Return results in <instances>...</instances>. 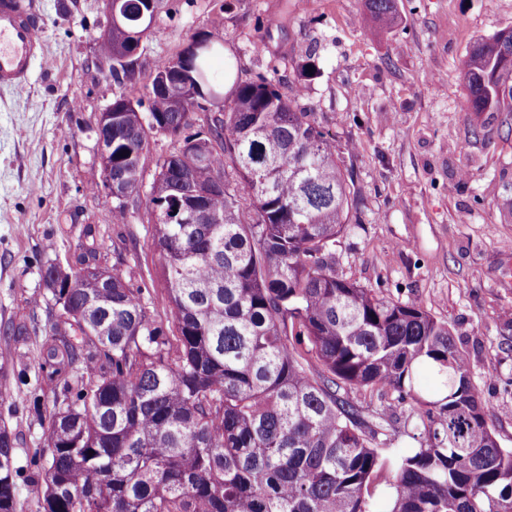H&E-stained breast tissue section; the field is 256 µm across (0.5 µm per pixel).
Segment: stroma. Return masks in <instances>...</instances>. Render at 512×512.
<instances>
[{
  "label": "stroma",
  "instance_id": "35a3bbf8",
  "mask_svg": "<svg viewBox=\"0 0 512 512\" xmlns=\"http://www.w3.org/2000/svg\"><path fill=\"white\" fill-rule=\"evenodd\" d=\"M42 18L47 61L24 96L0 92V364L35 379L49 315L42 273L72 268L91 254L150 291L149 309L166 323L164 259L146 195L129 223H113L102 190L98 115L128 91L97 65L108 27L104 0H32ZM381 35L365 0H165L156 32L137 55L135 98L146 99L157 66L191 36L218 28L242 78L264 74L321 127L354 172L358 203L336 242V272L381 296L418 301L447 322L488 422L512 448V130L473 129L462 64L474 42L512 27V0H398ZM314 57L318 72L298 83ZM364 411L392 414L388 447H411V425L391 396L360 391ZM25 385L0 407L15 436L18 466L44 443Z\"/></svg>",
  "mask_w": 512,
  "mask_h": 512
}]
</instances>
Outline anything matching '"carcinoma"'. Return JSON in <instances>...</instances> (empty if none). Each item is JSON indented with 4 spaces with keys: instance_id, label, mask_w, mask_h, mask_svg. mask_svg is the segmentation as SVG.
I'll use <instances>...</instances> for the list:
<instances>
[{
    "instance_id": "1",
    "label": "carcinoma",
    "mask_w": 512,
    "mask_h": 512,
    "mask_svg": "<svg viewBox=\"0 0 512 512\" xmlns=\"http://www.w3.org/2000/svg\"><path fill=\"white\" fill-rule=\"evenodd\" d=\"M116 2L122 29L99 54L127 79L153 10ZM366 3L395 22L397 0ZM206 36L190 70L181 59L157 67L147 112L112 99V183L127 190L105 193L112 223L128 221L152 136H182L147 195L171 330L116 267L102 279L83 259L70 288L53 265L43 272L52 313L33 358L31 403L46 423L29 459L36 512H512V448L490 428L448 325L336 274L354 203L336 141L267 76L239 79L224 38ZM462 76L480 126L508 123L512 28L475 42ZM186 80L200 89L189 101L162 90ZM215 100L213 123L184 134ZM369 389L407 407L409 451L380 448L390 415L370 423L348 399ZM14 449L0 424V512H27Z\"/></svg>"
}]
</instances>
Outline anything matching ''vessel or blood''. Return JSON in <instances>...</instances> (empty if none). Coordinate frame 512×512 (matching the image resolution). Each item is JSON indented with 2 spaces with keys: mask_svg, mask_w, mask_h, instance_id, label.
<instances>
[{
  "mask_svg": "<svg viewBox=\"0 0 512 512\" xmlns=\"http://www.w3.org/2000/svg\"><path fill=\"white\" fill-rule=\"evenodd\" d=\"M44 58L40 18L30 0H0V89L24 93Z\"/></svg>",
  "mask_w": 512,
  "mask_h": 512,
  "instance_id": "vessel-or-blood-1",
  "label": "vessel or blood"
}]
</instances>
